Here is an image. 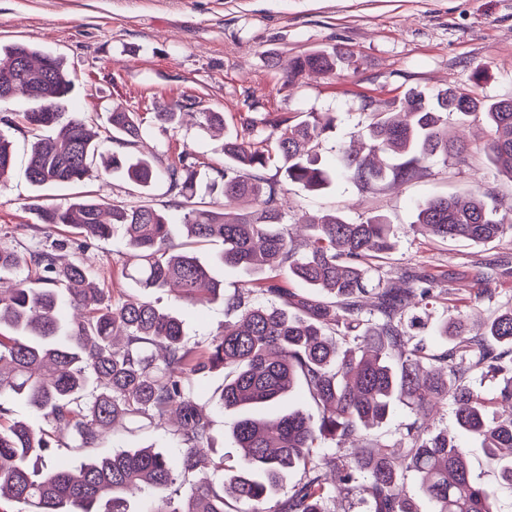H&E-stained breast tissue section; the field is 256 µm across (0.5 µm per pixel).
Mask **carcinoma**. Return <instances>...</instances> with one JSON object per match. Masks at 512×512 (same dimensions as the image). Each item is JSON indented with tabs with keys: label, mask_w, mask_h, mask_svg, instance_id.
<instances>
[{
	"label": "carcinoma",
	"mask_w": 512,
	"mask_h": 512,
	"mask_svg": "<svg viewBox=\"0 0 512 512\" xmlns=\"http://www.w3.org/2000/svg\"><path fill=\"white\" fill-rule=\"evenodd\" d=\"M353 65V52L333 47L288 60V77L330 74ZM0 100L25 99L24 121L57 135L36 141L27 175L37 187L83 181L102 143L77 115L62 108L72 80L63 59L28 43L0 44ZM394 119L377 112L356 132L366 154L341 151L339 167L321 164L317 148L336 128V113L281 116L269 113L270 132L224 130V113L205 110L200 124L224 131L221 183H204L203 163L182 152L164 164L134 152L141 136L136 112L112 110L107 117L112 171L148 191L165 180L167 192L184 198L189 211L176 224L150 204H114L111 222L101 221L103 204L74 197L63 206L35 207L44 224H62L92 238L122 230L130 250L123 276L139 296L115 298L100 288L83 265L63 262L39 246L0 248V397L13 395L31 409L32 420L0 417V500L22 505L16 512H128L126 496L149 491L178 506L155 512H227V498L245 502V512H330L327 500L340 492L360 495L370 512H415L404 476L415 473L433 512H494L491 493L474 483L466 450L429 422L441 402L451 401L458 426L483 439L500 460L499 476L512 485V376L500 398L509 411L488 417V400L473 390L476 370L501 373L489 351L455 361L431 355L413 341L415 309L436 290L424 276L401 272L374 276L393 249V227L376 214L350 222L338 211L310 215L294 234L281 206L283 182L322 191L341 176L361 191L423 177L428 160L460 155L465 146L448 139V116L480 112L490 127L486 149L499 171L512 177V99L479 101L455 88L409 90ZM10 142L0 137V180L13 166ZM281 162L283 177L259 171ZM221 187L224 210L202 208L194 198ZM242 199L252 208L231 214ZM415 226L439 239L485 243L512 225L476 194L432 198L416 209ZM218 241L222 249L207 262L191 245ZM241 267L250 293L224 294L217 270ZM296 280L313 291L294 299ZM167 289L192 304L220 302L234 320L204 344L185 341L179 314L158 307L153 294ZM484 335L512 343V304L485 324ZM224 370L220 407L237 412L228 434L240 450L236 466L219 463L222 480L197 474L200 458L213 448L212 423L190 389L194 377ZM302 386L317 412L290 410L275 419L260 409L288 399ZM398 405L416 415L407 447L373 442L368 431ZM171 419L179 452L127 448L80 464L76 470L52 462V440L71 437L72 447H97L127 420ZM329 441L333 448H321ZM300 477L291 495L277 498L284 479Z\"/></svg>",
	"instance_id": "obj_1"
}]
</instances>
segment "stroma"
<instances>
[{
  "instance_id": "1",
  "label": "stroma",
  "mask_w": 512,
  "mask_h": 512,
  "mask_svg": "<svg viewBox=\"0 0 512 512\" xmlns=\"http://www.w3.org/2000/svg\"><path fill=\"white\" fill-rule=\"evenodd\" d=\"M25 41L64 58L73 76L65 110L101 130L112 108L143 119L140 150L160 158L190 152L208 166L224 165V139L186 116L176 129H161L152 115L167 106L208 108L223 113L232 130H243L266 113L333 112L336 130L318 149L323 163L335 166L339 148L372 112L387 109L412 88L448 86L474 91L485 99L512 98V0H0V43ZM326 47L354 54L351 69L289 79V57ZM14 99L0 100V135L11 141L13 171L0 181V247L18 251L65 241L63 256L97 272L114 295L130 292L121 276L127 249L118 238L96 239L40 223L34 211L45 199L64 204L76 196L110 203L146 202L182 217L180 198L160 183L140 192L123 175L94 166L83 182L33 186L25 168L30 147L48 130L26 128ZM464 130L469 146L460 158L431 163L427 174L375 192L360 191L340 179L310 193L289 186L281 200L289 222L319 210H340L357 220L384 215L398 233L397 245L380 268L387 276L412 268L433 276L439 289L423 301L421 333L435 352L450 349L434 329L469 314L471 333L512 302V232L482 244L440 241L411 231L415 205L424 199L478 192L500 213L512 209V179L491 164L482 116L465 123L449 120V134ZM160 307L179 310L189 343L222 331V304L195 306L175 294L156 293ZM224 385L217 372L197 383L195 395L213 420L214 447L227 463L239 452L227 428L233 412L220 409ZM436 422L465 447L472 475L494 493L497 512H512V488L497 481V465L480 439L460 435L452 406L439 408ZM119 445H152L173 454L177 447L162 429L140 422L116 428L98 447L84 452L60 447L56 457L68 466L110 455Z\"/></svg>"
}]
</instances>
